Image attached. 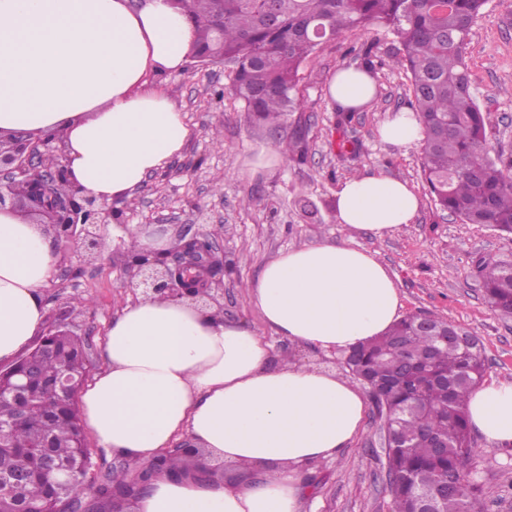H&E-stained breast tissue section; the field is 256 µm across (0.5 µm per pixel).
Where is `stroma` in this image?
<instances>
[{
    "instance_id": "stroma-1",
    "label": "stroma",
    "mask_w": 512,
    "mask_h": 512,
    "mask_svg": "<svg viewBox=\"0 0 512 512\" xmlns=\"http://www.w3.org/2000/svg\"><path fill=\"white\" fill-rule=\"evenodd\" d=\"M395 44L378 27L354 29L323 45L303 64L301 92L307 154L303 162L282 159L265 168L251 161L262 148L288 137L295 123L276 128L255 125L241 103L218 97L233 72L221 64L189 60L180 72L163 75L156 86L169 92L192 131L179 155L120 202L122 225L159 228L170 243L200 233L215 242L235 264L224 279V318L267 337L284 357L340 370L344 353L325 352L270 335L247 300V284L279 252L315 239L349 242L376 252L399 291L401 315L433 312L477 336L487 357V380H512V317L486 305L477 262L512 256V235L480 224H465L437 210L424 180L421 146L400 148L382 142L378 127L404 111L412 94L408 73L382 66L374 76L375 100L337 128V107L327 95L338 69L357 67L364 50L388 58ZM466 63L477 101L485 113L493 155L512 160V0H489L473 26ZM348 154H341V147ZM382 171L405 180L421 198L414 221L376 238L345 229L336 217V193L346 179ZM104 250L91 257L72 241L51 244L58 260L43 290L45 322L81 336L92 373L105 366L104 347L115 312L136 293L124 286L128 252L114 241L111 225L101 229ZM471 467L482 486L486 512H512V444L496 445L475 436ZM383 432L375 406H368L360 435L338 458L303 473L309 494L304 512H390Z\"/></svg>"
}]
</instances>
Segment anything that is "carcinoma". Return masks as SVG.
I'll return each mask as SVG.
<instances>
[{"instance_id": "obj_1", "label": "carcinoma", "mask_w": 512, "mask_h": 512, "mask_svg": "<svg viewBox=\"0 0 512 512\" xmlns=\"http://www.w3.org/2000/svg\"><path fill=\"white\" fill-rule=\"evenodd\" d=\"M196 25L193 56L222 59L234 73L230 94L258 123L277 127L301 111L300 65L321 45L353 29L375 25L398 43L391 65L411 74L409 109L425 127L426 180L436 203L466 224L512 234V176L487 146L485 118L465 61L473 24L487 0H173ZM302 161L299 130L275 143ZM490 309L512 317V260L478 264ZM432 334L409 315L384 334L346 351L343 370L372 396L385 432V464L392 512H481V485L470 467L475 443L466 415L471 392L485 375L477 337L426 313ZM37 376L16 399L0 403L8 432L0 447V512H46L82 506L112 512L114 493L133 481L130 469L86 482L91 452L78 399L61 392L63 370L85 379L90 366L81 336L45 337L32 360ZM154 471L180 477L187 460L176 452L156 458Z\"/></svg>"}]
</instances>
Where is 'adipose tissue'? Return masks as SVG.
I'll use <instances>...</instances> for the list:
<instances>
[{
	"label": "adipose tissue",
	"mask_w": 512,
	"mask_h": 512,
	"mask_svg": "<svg viewBox=\"0 0 512 512\" xmlns=\"http://www.w3.org/2000/svg\"><path fill=\"white\" fill-rule=\"evenodd\" d=\"M194 38V23L169 0H0V137L61 134L68 185L106 203L132 197L191 137L175 101L149 80L184 69ZM375 93L362 69L337 71L328 84L344 110ZM379 135L402 148L424 138L408 110L386 118ZM420 205L407 182L368 173L340 185L337 221L381 236L411 223ZM55 265L43 225L0 211V361L40 334ZM249 302L272 334L327 351L382 335L401 306L376 253L322 241L268 261ZM106 362L82 394L100 446L146 462L187 433L225 462L265 471L258 484L229 488L162 474L137 512H302L300 470L336 458L364 417L349 378L277 360L245 325L166 297L123 305ZM467 417L488 442L512 444V381L477 387Z\"/></svg>",
	"instance_id": "obj_1"
}]
</instances>
